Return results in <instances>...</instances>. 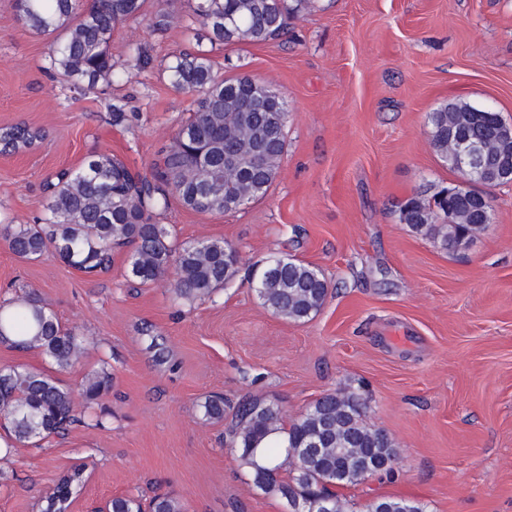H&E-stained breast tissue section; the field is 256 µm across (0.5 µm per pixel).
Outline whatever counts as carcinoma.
Wrapping results in <instances>:
<instances>
[{
    "instance_id": "cac0c4a2",
    "label": "carcinoma",
    "mask_w": 512,
    "mask_h": 512,
    "mask_svg": "<svg viewBox=\"0 0 512 512\" xmlns=\"http://www.w3.org/2000/svg\"><path fill=\"white\" fill-rule=\"evenodd\" d=\"M303 0H195L193 18L207 30L210 43L259 44L284 36L288 21ZM143 0H23L18 4L30 30L59 33L50 46L49 69L76 89L110 84L119 76L112 59V34L142 16ZM172 14L160 10L149 19L156 33L167 31ZM126 66L139 73L153 68V58L137 49ZM170 85L195 96V109L181 122L150 174L129 168L110 153L85 158L45 185L44 215L32 224L0 229L18 260L46 254L87 275L112 269V254L128 250L125 277L141 285L165 281L184 300L202 299L234 280L236 247L222 239L177 243L158 212L176 202L182 207L222 215L265 197L279 175L287 148L288 104L272 84L249 75L220 77L208 51L172 56L166 67ZM480 108L450 101L428 115L430 147L451 172L468 173L456 161L457 148L469 138L491 144L485 165L509 151L512 140L495 136V122ZM112 123L129 124L138 114L128 99L109 105ZM37 139L28 126L0 129V153L14 154ZM440 188L431 198L417 193L400 205L401 221L416 232L433 234L447 251L468 246L480 214L473 195ZM262 304L286 321L305 323L325 304L330 283L313 265L291 256L268 259L255 283ZM0 343L18 351H36L58 370L75 367L87 340L59 322L36 292L0 303ZM112 385L107 369L86 373L73 389L48 372L23 364L0 366V428L7 459L13 449L34 440L63 434L80 421L76 397L91 404ZM206 420L226 416L224 397L211 395L202 404ZM273 437L266 447L260 443ZM225 443L239 466L265 494L285 501L288 512H354L339 490L376 475L375 467L396 459L394 440L366 421L365 400L338 390L313 401L291 421L280 404L246 396L233 408ZM84 483V469L63 472L54 491L38 501L39 512H69L71 499ZM108 512H185L175 495H155L148 505L133 495L112 497ZM364 512H423L413 500L376 497Z\"/></svg>"
}]
</instances>
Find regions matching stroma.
<instances>
[{
	"label": "stroma",
	"mask_w": 512,
	"mask_h": 512,
	"mask_svg": "<svg viewBox=\"0 0 512 512\" xmlns=\"http://www.w3.org/2000/svg\"><path fill=\"white\" fill-rule=\"evenodd\" d=\"M192 5L145 0L144 19L118 28L111 52L121 62L146 49L151 73L73 91L47 69L53 35L32 33L13 0H0V128L44 135L0 156L2 222L41 217L46 177L90 155L150 170L194 110L168 82L175 53L206 49L218 75L271 82L288 100L287 151L264 198L222 215L176 204L160 215L178 242L237 248L236 278L210 298L132 285L122 253L91 278L50 255L20 261L0 239V301L37 290L90 340L63 383L112 373L102 423L86 417L65 438L0 460V512H38L58 473L79 463L88 479L71 512L157 492L186 512H286L248 480L224 444L225 423L203 421L200 405L212 394L228 405L257 395L294 416L337 389L360 394L369 423L399 447L394 477L345 489L348 500L512 512V183L489 188L490 228L456 253L399 212L415 192L457 179L430 148V112L462 98L512 122V0H308L287 37L229 46L197 38ZM163 8L180 22L156 34L146 19ZM130 93L138 121L113 125L109 103ZM273 254L329 281L310 321L280 320L260 303L251 280ZM146 329L163 337L166 364L153 362Z\"/></svg>",
	"instance_id": "1"
}]
</instances>
